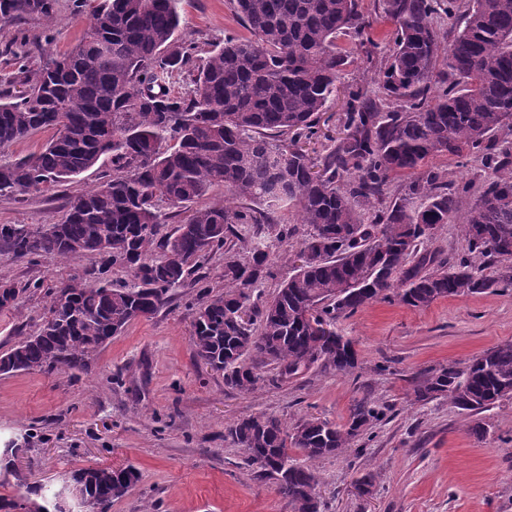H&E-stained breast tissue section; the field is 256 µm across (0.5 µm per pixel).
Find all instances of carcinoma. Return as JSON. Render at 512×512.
Wrapping results in <instances>:
<instances>
[{"mask_svg":"<svg viewBox=\"0 0 512 512\" xmlns=\"http://www.w3.org/2000/svg\"><path fill=\"white\" fill-rule=\"evenodd\" d=\"M250 32L228 36L193 64L196 47L179 44L178 0H103L91 11L88 36L72 51L31 73L32 54L52 42L21 39L6 46L23 90L0 91V149L33 132L54 130L38 152L0 163V196L49 192L112 159V175L69 198L62 219L32 228L0 224V256L41 253L61 258L94 254L101 277L71 279L50 293L40 329L20 338L0 357V374L88 369L97 352L132 320L149 317L168 302L171 289L199 288L192 324L195 359L224 372V385L251 392L263 368L290 379L317 365L353 373L352 341L337 334L315 337L311 323L334 325L392 292L411 307L512 287V144L496 133L512 130V0H379L395 25L394 47L378 70V91L349 93L346 136L319 158L302 143L313 139L349 54L338 40L359 38L370 21L358 0H232ZM57 0H0V23L55 19ZM457 16L463 27L451 38L439 20ZM447 60L439 78L436 65ZM178 76L187 97L164 86ZM442 152L481 162L485 178L462 207L438 171L423 168ZM414 178L382 207L392 174ZM215 186L224 200L201 203ZM264 206L259 211L245 201ZM294 204L310 227L303 249L321 240L322 251L294 268L269 301L252 292L272 276L271 243L294 234L273 214ZM189 215L161 232L167 214ZM462 220L465 254L450 263L422 250L437 226ZM252 229L249 249L236 251L229 236ZM224 250V291L214 294L199 275L211 255ZM132 282L104 277L111 268ZM250 311L248 321L236 315ZM415 400L446 396L459 409L479 412L512 398V343L500 344L464 368L455 363L424 370ZM384 412L366 399L347 422L304 419L288 428L259 414L225 427L224 439L244 450L288 498L293 512H320L319 476L313 463L350 448ZM310 465L297 466L288 448ZM25 452L12 440L0 468L26 492L0 498V512H58L13 469ZM128 466H88L70 480L106 505L123 496Z\"/></svg>","mask_w":512,"mask_h":512,"instance_id":"1","label":"carcinoma"}]
</instances>
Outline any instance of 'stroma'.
Listing matches in <instances>:
<instances>
[{"instance_id": "1", "label": "stroma", "mask_w": 512, "mask_h": 512, "mask_svg": "<svg viewBox=\"0 0 512 512\" xmlns=\"http://www.w3.org/2000/svg\"><path fill=\"white\" fill-rule=\"evenodd\" d=\"M358 3L370 26L327 104L322 136L309 146L314 156L325 154L342 130L349 89L376 91L368 58L386 56L393 40L394 26L378 0ZM178 11V41L194 43L201 55L225 36L248 34L232 0H180ZM89 24L88 11L57 0L52 27L31 19L0 26V51L18 35L47 30L51 52L65 53L84 39ZM427 165L458 191L478 190L483 180L480 162L469 157L443 152ZM111 172L105 157L53 191L0 196V224L55 223L66 197L94 188ZM98 261L91 254L0 257V280L19 290L15 305L0 311V353L37 330L50 288L91 280ZM196 299V289H179L157 313L114 336L88 370L0 374V447L27 439L16 467L29 485L51 493L78 468L132 465L141 479L109 512H293L275 480L256 478L244 451L225 441V427L259 413L290 427L309 417L342 424L354 401L366 397L385 416L345 453L317 463L320 512H512V399L470 417L446 398L418 402L413 394L422 369L462 365L512 342V290L441 298L422 308L396 298L370 303L336 324L357 351L353 374L315 366L251 393L225 387L223 373L194 359ZM477 424L484 435L474 432ZM368 471L376 475L372 492L356 496L351 485Z\"/></svg>"}]
</instances>
